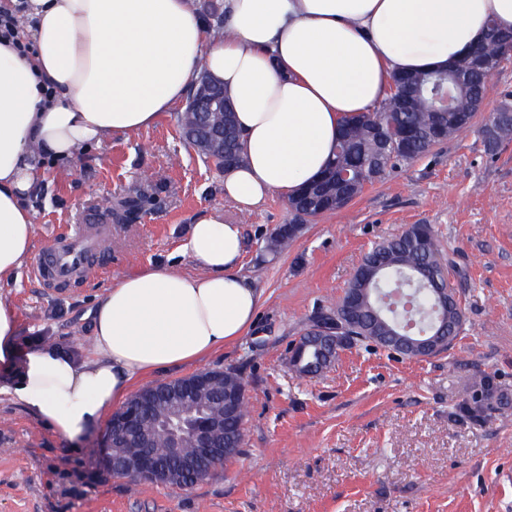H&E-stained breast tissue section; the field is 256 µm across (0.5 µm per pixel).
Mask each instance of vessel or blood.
<instances>
[{
  "label": "vessel or blood",
  "mask_w": 512,
  "mask_h": 512,
  "mask_svg": "<svg viewBox=\"0 0 512 512\" xmlns=\"http://www.w3.org/2000/svg\"><path fill=\"white\" fill-rule=\"evenodd\" d=\"M111 241V225L101 223L99 214H87L40 257L34 273L47 284L69 280L82 274L90 256L104 251Z\"/></svg>",
  "instance_id": "vessel-or-blood-1"
}]
</instances>
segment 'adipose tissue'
Returning a JSON list of instances; mask_svg holds the SVG:
<instances>
[{"mask_svg":"<svg viewBox=\"0 0 512 512\" xmlns=\"http://www.w3.org/2000/svg\"><path fill=\"white\" fill-rule=\"evenodd\" d=\"M19 55L0 42V281L31 252L29 193L43 157L66 160L153 125L186 98L198 68L224 87L243 164L224 198L250 213L293 197L331 162L344 118L377 107L398 72L448 67L485 37L512 32V0H224L225 37L193 0H20ZM50 83L52 96L41 85ZM240 225L200 216L183 251L202 274L154 265L99 297L95 356L33 346L14 361L15 309L0 301L7 391L70 440L100 425L142 376L196 362L244 336L260 294L241 275Z\"/></svg>","mask_w":512,"mask_h":512,"instance_id":"1","label":"adipose tissue"}]
</instances>
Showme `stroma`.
<instances>
[{
    "instance_id": "1",
    "label": "stroma",
    "mask_w": 512,
    "mask_h": 512,
    "mask_svg": "<svg viewBox=\"0 0 512 512\" xmlns=\"http://www.w3.org/2000/svg\"><path fill=\"white\" fill-rule=\"evenodd\" d=\"M512 102V65L487 83L472 128L393 169L345 209L307 221L287 250L264 251L292 220L287 199L238 212L224 172L181 137L177 115L72 159H46L34 191L30 260L0 283L19 316L18 350L92 356L93 308L120 278L158 263L197 267L181 247L201 215L242 225L241 272L261 290L257 323L223 351L168 372L236 373L247 388L241 453L185 488L113 476L105 427L68 441L12 396L0 366V512H512V141L480 129ZM112 225L106 270L57 288L35 259L85 212ZM431 225L453 267L463 324L447 351L407 358L351 342L321 374L298 375L292 347L343 296L374 243Z\"/></svg>"
}]
</instances>
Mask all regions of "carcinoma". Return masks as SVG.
I'll list each match as a JSON object with an SVG mask.
<instances>
[{"mask_svg": "<svg viewBox=\"0 0 512 512\" xmlns=\"http://www.w3.org/2000/svg\"><path fill=\"white\" fill-rule=\"evenodd\" d=\"M508 35L501 33L494 24L488 25L484 42L478 44L480 54L477 61L489 66L498 63L505 52ZM478 74L468 82L456 84L448 81L441 85L433 81L431 72H414L394 77L396 81L411 80L414 105L407 111L391 112L384 105L381 113L385 130H393L391 142H406V148H390L382 151L375 140L374 123L363 113L344 121L336 143L334 162L323 175L312 182L309 188L293 198L294 219L281 225L266 241L264 249L279 252L296 238L294 229L310 219L342 210L352 198L333 190V177L343 172L351 174L357 184L356 194L366 187L381 182L384 174L392 168L411 163L432 148L457 137L469 128L475 117L472 105L484 96L486 70L477 67ZM448 91L453 100V112L432 111L435 89ZM200 113L184 111L178 115V127L182 132L198 129ZM408 134L400 140L399 135ZM489 149L512 137V112H495L481 128ZM224 155L237 164L242 161L239 152L235 113H224ZM362 265L369 272L365 281L354 278L349 281L346 292L354 288H366L364 299L354 309L355 321L349 332L355 338L374 342L387 350H400L401 354L413 352L408 344L401 346L392 342L394 336L416 339L431 336L444 328L446 341L442 350H447L458 336L462 325V311L458 301L444 303L440 291L448 285L451 263L443 259L438 239L428 224H413L401 234L376 243L364 256ZM180 380L162 381L142 388L132 400L145 395L160 397ZM247 398L239 401L237 412L224 418V447L241 448L243 444V420ZM224 407V388L220 387L204 400L194 404L195 420L214 416ZM141 423L150 430L148 451L171 469V476L164 484L172 487L187 485V477L179 471V461L170 455L171 435L164 427V410L151 405L142 407Z\"/></svg>", "mask_w": 512, "mask_h": 512, "instance_id": "1", "label": "carcinoma"}]
</instances>
